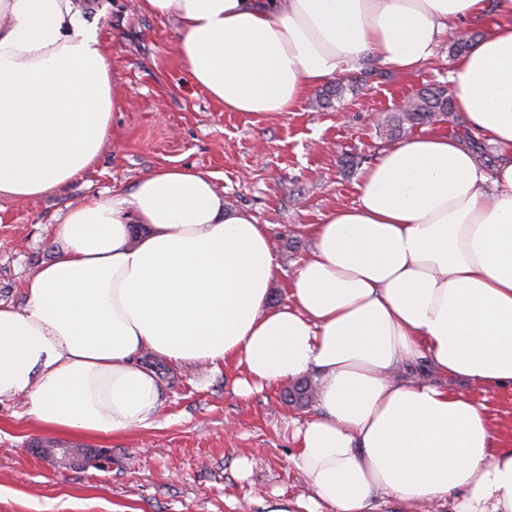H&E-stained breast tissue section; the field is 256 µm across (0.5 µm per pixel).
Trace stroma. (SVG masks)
<instances>
[{"mask_svg": "<svg viewBox=\"0 0 512 512\" xmlns=\"http://www.w3.org/2000/svg\"><path fill=\"white\" fill-rule=\"evenodd\" d=\"M96 22L122 89L111 134L95 163L64 186L27 201L0 199V301L21 305L22 284L49 261L57 227L72 207L102 192H130L148 172L170 165L213 176L231 206L268 225L278 265L270 303L288 301L300 259L314 248L311 227L334 206L351 204L367 166L392 140L380 112L427 85L449 86L448 48L411 72L356 81L320 108L309 92L280 116L228 112L193 86L175 51L174 20L129 5L95 0ZM354 156L344 165L341 154ZM161 409L151 428L88 437L48 431L0 402V512H298L309 491L293 466L292 432L314 404L283 398L284 385L237 395L238 370L207 363H157ZM107 452L105 467L52 465L36 452Z\"/></svg>", "mask_w": 512, "mask_h": 512, "instance_id": "1", "label": "stroma"}]
</instances>
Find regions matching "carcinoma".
I'll list each match as a JSON object with an SVG mask.
<instances>
[{
    "instance_id": "1",
    "label": "carcinoma",
    "mask_w": 512,
    "mask_h": 512,
    "mask_svg": "<svg viewBox=\"0 0 512 512\" xmlns=\"http://www.w3.org/2000/svg\"><path fill=\"white\" fill-rule=\"evenodd\" d=\"M455 112L454 97L442 86L425 87L415 92L404 104L403 108L384 117L378 124L379 133L393 139L402 136L407 130L418 126L448 121ZM461 138L467 140L475 159L491 164L485 144L464 132ZM310 386L298 381L285 391V400L302 402L309 398Z\"/></svg>"
}]
</instances>
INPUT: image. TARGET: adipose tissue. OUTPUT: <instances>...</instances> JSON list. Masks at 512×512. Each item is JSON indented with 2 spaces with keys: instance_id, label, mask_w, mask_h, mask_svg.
Returning a JSON list of instances; mask_svg holds the SVG:
<instances>
[{
  "instance_id": "ef3b65f1",
  "label": "adipose tissue",
  "mask_w": 512,
  "mask_h": 512,
  "mask_svg": "<svg viewBox=\"0 0 512 512\" xmlns=\"http://www.w3.org/2000/svg\"><path fill=\"white\" fill-rule=\"evenodd\" d=\"M178 25L194 85L228 112L279 116L366 58L417 69L485 0H137ZM450 75L458 111L501 160L441 135L366 168L355 203L313 225L315 249L273 307L267 225L228 206L210 174L165 166L127 194L74 207L61 242L0 302V399L42 428H150L160 381L143 354L232 363L234 391L314 375L316 412L292 458L306 512H512V445L464 380L512 392V0ZM121 103L107 48L75 0H0V197L33 199L96 161ZM143 225L134 233V225ZM427 358L440 382L398 377Z\"/></svg>"
}]
</instances>
